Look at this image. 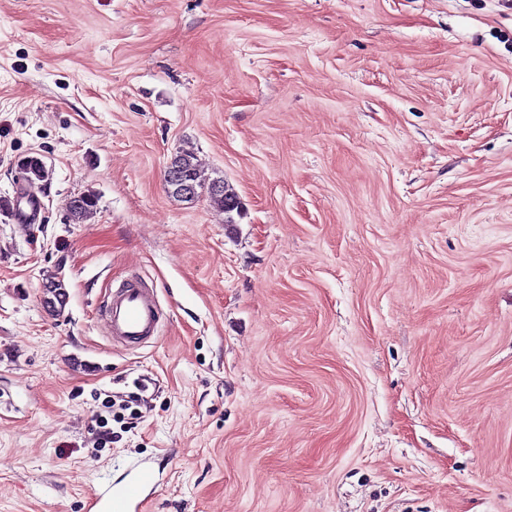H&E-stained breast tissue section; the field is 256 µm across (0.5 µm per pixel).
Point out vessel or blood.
I'll list each match as a JSON object with an SVG mask.
<instances>
[{"instance_id":"vessel-or-blood-1","label":"vessel or blood","mask_w":512,"mask_h":512,"mask_svg":"<svg viewBox=\"0 0 512 512\" xmlns=\"http://www.w3.org/2000/svg\"><path fill=\"white\" fill-rule=\"evenodd\" d=\"M40 213L37 191L30 187L22 189L21 200L13 208L15 223H36ZM102 318L107 336L114 344L126 347L158 335L163 314L154 290L132 278L110 291L102 305ZM155 479L151 467L136 468L128 483L89 493L84 500L85 512H145L144 492Z\"/></svg>"}]
</instances>
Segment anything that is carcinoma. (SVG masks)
I'll use <instances>...</instances> for the list:
<instances>
[{
	"mask_svg": "<svg viewBox=\"0 0 512 512\" xmlns=\"http://www.w3.org/2000/svg\"><path fill=\"white\" fill-rule=\"evenodd\" d=\"M27 181L45 177L43 162L31 157L22 167ZM167 192L181 201H192L199 197V191L206 193L209 204L224 214V224L231 228L236 224L234 214L240 212L238 194L222 179H209L205 176L195 152L182 148L170 159L165 170ZM97 199L92 193L75 196L66 205L69 222L82 224L96 213ZM44 302L53 312H59L66 301V290L62 280L49 277L43 285Z\"/></svg>",
	"mask_w": 512,
	"mask_h": 512,
	"instance_id": "carcinoma-1",
	"label": "carcinoma"
}]
</instances>
